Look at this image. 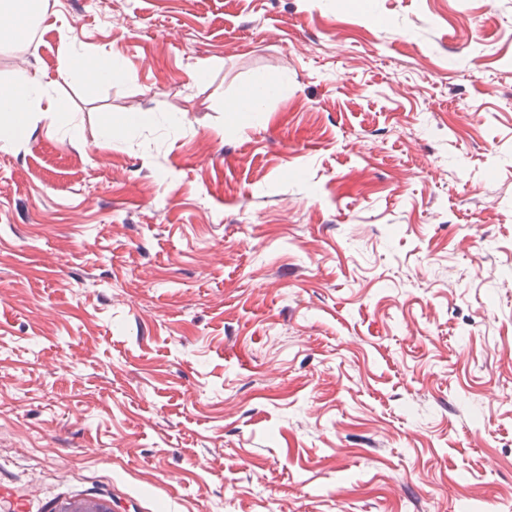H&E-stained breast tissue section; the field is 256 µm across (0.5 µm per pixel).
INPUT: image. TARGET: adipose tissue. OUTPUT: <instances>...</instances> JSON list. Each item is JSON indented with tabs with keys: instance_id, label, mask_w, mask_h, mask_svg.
<instances>
[{
	"instance_id": "adipose-tissue-1",
	"label": "adipose tissue",
	"mask_w": 512,
	"mask_h": 512,
	"mask_svg": "<svg viewBox=\"0 0 512 512\" xmlns=\"http://www.w3.org/2000/svg\"><path fill=\"white\" fill-rule=\"evenodd\" d=\"M76 69L85 70L92 81L104 83L120 73L122 63L117 58L102 61L84 57L74 44L69 43L61 54L60 74L65 77ZM32 112L51 113L58 134L73 136L78 132L68 106L52 96L48 83L21 69L9 90H0V143L7 145L21 136Z\"/></svg>"
}]
</instances>
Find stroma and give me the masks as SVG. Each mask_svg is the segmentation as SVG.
Here are the masks:
<instances>
[{"instance_id":"obj_1","label":"stroma","mask_w":512,"mask_h":512,"mask_svg":"<svg viewBox=\"0 0 512 512\" xmlns=\"http://www.w3.org/2000/svg\"><path fill=\"white\" fill-rule=\"evenodd\" d=\"M359 2L62 0L0 50L79 126L0 149V512H512V0ZM140 112L181 129L102 138ZM60 75L67 77L72 70L83 69L89 78L97 83L111 81L122 69L118 58L99 60L84 57L81 51L72 43H66L61 54ZM288 91V78L284 75L256 77L238 112H246V119H256L263 112L265 103Z\"/></svg>"}]
</instances>
